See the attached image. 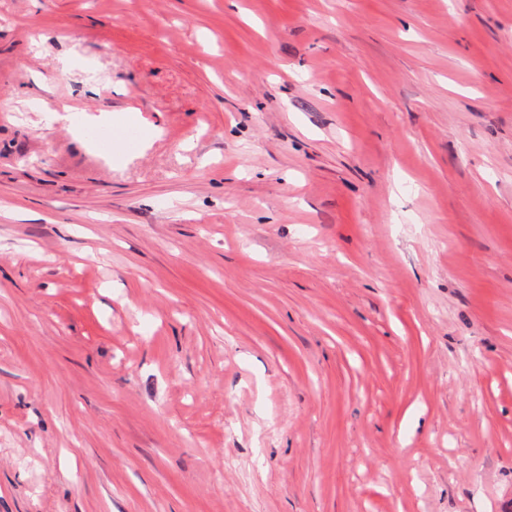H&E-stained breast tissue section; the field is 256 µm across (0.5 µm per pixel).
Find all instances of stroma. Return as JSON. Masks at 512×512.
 <instances>
[{
    "label": "stroma",
    "mask_w": 512,
    "mask_h": 512,
    "mask_svg": "<svg viewBox=\"0 0 512 512\" xmlns=\"http://www.w3.org/2000/svg\"><path fill=\"white\" fill-rule=\"evenodd\" d=\"M0 512H512V0H0Z\"/></svg>",
    "instance_id": "35a3bbf8"
}]
</instances>
